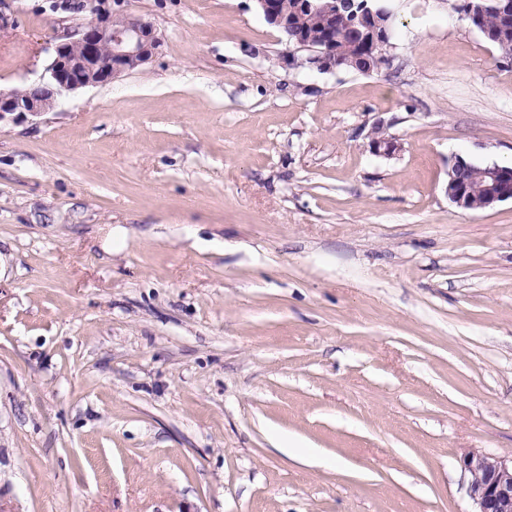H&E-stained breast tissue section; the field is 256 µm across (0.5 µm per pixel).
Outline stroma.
Segmentation results:
<instances>
[{
  "label": "stroma",
  "mask_w": 512,
  "mask_h": 512,
  "mask_svg": "<svg viewBox=\"0 0 512 512\" xmlns=\"http://www.w3.org/2000/svg\"><path fill=\"white\" fill-rule=\"evenodd\" d=\"M45 5L1 7V89ZM129 10L148 63L0 128V512H471L461 457L512 454V201L448 167L512 162V65L454 0H401L370 76L289 67L251 0ZM492 167L484 169L475 168L472 163L463 158H456L448 167L451 174L449 180L448 174V199L451 203L465 210H480L486 207L485 193L482 190L475 191L471 196V187H479L487 191V201L489 208L499 202L512 200V164L508 167L511 170L510 181H506L509 175L499 164H489ZM453 171H461V176L453 175ZM470 201V203H469ZM469 204V205H468ZM468 206V208H467Z\"/></svg>",
  "instance_id": "stroma-1"
}]
</instances>
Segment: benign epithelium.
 <instances>
[{"label":"benign epithelium","mask_w":512,"mask_h":512,"mask_svg":"<svg viewBox=\"0 0 512 512\" xmlns=\"http://www.w3.org/2000/svg\"><path fill=\"white\" fill-rule=\"evenodd\" d=\"M255 10L268 23L292 39L293 49L283 54L290 67L304 65L320 72L338 70L339 56L334 43L315 44L303 28L307 13L326 16L336 13V0H297L289 13L281 10L278 0H251ZM485 0H465L458 6L461 15L473 21L484 13ZM347 10L358 8L363 23L360 42L371 50L377 68L386 65L392 48L388 41L386 21L382 20L369 0H341ZM74 0H54L53 12L63 14L57 19L56 43L51 62L38 82L56 87L58 96L45 99L38 95L21 94L17 90H0V126L32 121L51 110L58 100L79 89L112 82L122 74L147 63L158 51L161 40L151 22L128 12L125 0H89V17L76 12ZM382 127L373 128L370 148L376 154L390 156L399 149L397 138L381 135ZM449 171L448 200L459 208H467L471 187L487 191L489 206L512 200V180L499 164L479 169L457 158ZM461 467L469 474V497L474 512H512V456L494 457L472 452L461 459Z\"/></svg>","instance_id":"benign-epithelium-1"}]
</instances>
